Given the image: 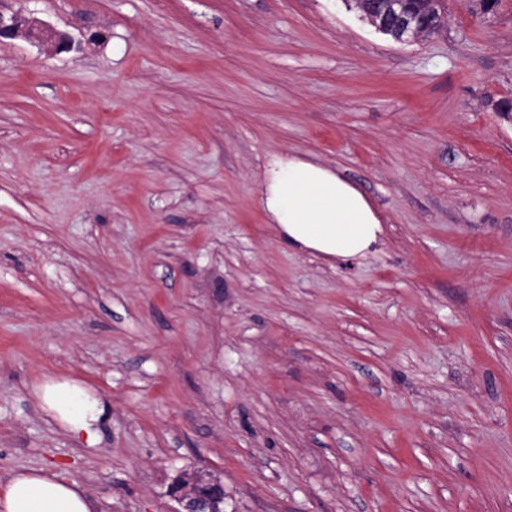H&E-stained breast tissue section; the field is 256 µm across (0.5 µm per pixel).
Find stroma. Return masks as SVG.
I'll list each match as a JSON object with an SVG mask.
<instances>
[{"label": "stroma", "mask_w": 512, "mask_h": 512, "mask_svg": "<svg viewBox=\"0 0 512 512\" xmlns=\"http://www.w3.org/2000/svg\"><path fill=\"white\" fill-rule=\"evenodd\" d=\"M415 43L344 0H0V484L101 512H512V0ZM331 166L375 253L288 247L271 154ZM84 382L95 446L31 390ZM24 35L40 44L53 48L56 52L69 51L73 48L72 39L64 32L58 31L43 22L12 15L5 18L0 14V39L15 38ZM77 481L51 469L20 470L0 487L1 512H99ZM171 492L182 508L177 512H214L224 499V486L220 482L199 476H180Z\"/></svg>", "instance_id": "stroma-1"}]
</instances>
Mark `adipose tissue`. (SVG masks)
Here are the masks:
<instances>
[{"mask_svg":"<svg viewBox=\"0 0 512 512\" xmlns=\"http://www.w3.org/2000/svg\"><path fill=\"white\" fill-rule=\"evenodd\" d=\"M260 204L281 239L296 250L350 261L374 253L382 220L372 202L332 167L300 155H274L261 184ZM32 394L67 432L95 443L105 408L81 381L45 377ZM77 481L50 469L20 470L0 487V512H98Z\"/></svg>","mask_w":512,"mask_h":512,"instance_id":"obj_1","label":"adipose tissue"}]
</instances>
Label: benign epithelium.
<instances>
[{
  "label": "benign epithelium",
  "mask_w": 512,
  "mask_h": 512,
  "mask_svg": "<svg viewBox=\"0 0 512 512\" xmlns=\"http://www.w3.org/2000/svg\"><path fill=\"white\" fill-rule=\"evenodd\" d=\"M437 0H382V8L366 13L367 20L381 33L395 41L409 43L422 39L429 28L425 18ZM24 35L57 52L73 48L72 39L43 22L0 14V39ZM172 494L181 505L180 512H215L224 499V486L218 481L199 476L179 477L172 485Z\"/></svg>",
  "instance_id": "7a95c632"
}]
</instances>
